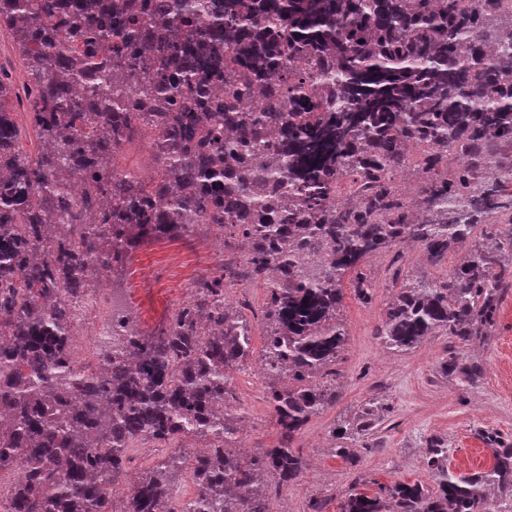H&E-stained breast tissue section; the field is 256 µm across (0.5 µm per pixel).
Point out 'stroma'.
I'll return each instance as SVG.
<instances>
[{
    "label": "stroma",
    "instance_id": "1",
    "mask_svg": "<svg viewBox=\"0 0 512 512\" xmlns=\"http://www.w3.org/2000/svg\"><path fill=\"white\" fill-rule=\"evenodd\" d=\"M215 235V229L198 228L193 251L179 240L141 246L124 271L113 273V284L122 288L140 332H155L189 299L192 281L220 265L219 253L207 248ZM468 249L465 243L452 245L447 264L440 267L429 266L413 251L398 261L389 253L370 260L368 269L376 285L372 304L363 305L349 293L340 309L347 343L337 382L339 398L334 408L312 417L303 428L300 445L311 458L310 466L300 482L281 490L275 500L278 512H309L316 498L328 499L327 512H336L335 500L362 476L383 483L408 479L432 486L424 450L433 437L446 443L450 466L461 473H473L491 463L481 431L498 432L512 443V289L503 296L495 331L485 339L454 346L448 337L433 336L411 351L398 353L381 347L375 334L386 303L405 280L422 275L447 277ZM266 294L265 286L254 282L227 289L225 294L228 304L255 323L254 358L236 377L246 429L232 445L236 453L270 447L277 438L268 386L257 362L266 333L260 322ZM451 348L463 360L483 363L485 374L477 386L440 372L439 361ZM369 400L386 405L382 423L367 443L352 445L349 458L336 457L330 450V429L352 418Z\"/></svg>",
    "mask_w": 512,
    "mask_h": 512
}]
</instances>
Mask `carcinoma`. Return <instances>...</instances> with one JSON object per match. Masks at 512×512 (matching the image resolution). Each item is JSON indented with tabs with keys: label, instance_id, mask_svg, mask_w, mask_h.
<instances>
[{
	"label": "carcinoma",
	"instance_id": "1",
	"mask_svg": "<svg viewBox=\"0 0 512 512\" xmlns=\"http://www.w3.org/2000/svg\"><path fill=\"white\" fill-rule=\"evenodd\" d=\"M12 2L0 29L15 39L43 150L17 148L4 110L14 83L0 69V470L26 471L0 512H162L169 470L185 463L197 479L188 512H269L268 493L253 486L296 483L306 466L297 439L336 403L344 283L369 305L373 256L412 241L441 266L474 225L512 224V159L497 154L512 145V11L504 0H106L101 16L96 0ZM301 60L314 68L298 69ZM91 74V97H74ZM216 84L224 96H204ZM259 93L263 105L244 109ZM145 135L152 180L105 172ZM410 146L427 148L416 210L393 180ZM78 156L111 209L71 197L64 172ZM55 216L76 237L52 231ZM189 224L224 232L225 248L244 250L243 277L267 289L261 360L269 375L288 373V386H270L276 443L249 455L226 448L240 432L234 373L253 350L250 323L224 302V267L197 276L158 333L105 351L107 372L70 357V301L87 295L88 271L121 270L135 248L181 238ZM492 238L494 249L473 246L448 277L400 288L376 329L381 344L405 351L488 332L512 287V263L497 257L512 253V229ZM306 255L326 258L320 272L301 267ZM441 370L473 385L483 365L461 367L451 354ZM221 403L224 414L210 411ZM381 421L366 405L338 425L336 456ZM145 435L168 448L202 436L210 449L174 453L118 508L92 475L110 467L120 477ZM486 439L484 470L451 471L431 438L435 488L361 479L336 512H487L492 489L507 506L512 444Z\"/></svg>",
	"mask_w": 512,
	"mask_h": 512
}]
</instances>
